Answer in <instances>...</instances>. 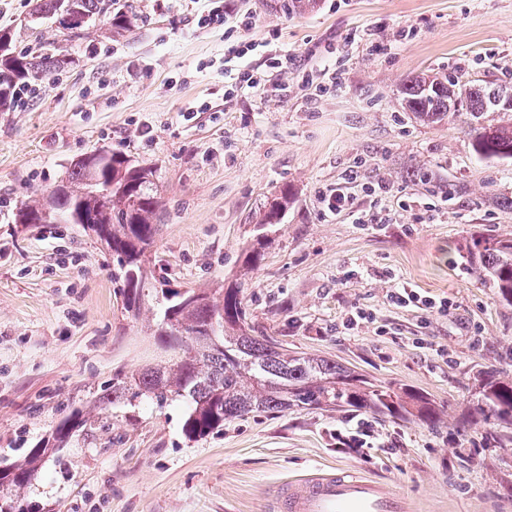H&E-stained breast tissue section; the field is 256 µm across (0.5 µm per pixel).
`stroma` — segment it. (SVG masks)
<instances>
[{
  "instance_id": "obj_1",
  "label": "stroma",
  "mask_w": 512,
  "mask_h": 512,
  "mask_svg": "<svg viewBox=\"0 0 512 512\" xmlns=\"http://www.w3.org/2000/svg\"><path fill=\"white\" fill-rule=\"evenodd\" d=\"M32 4L0 0V29L18 52L60 42L70 63L0 109V466L65 412L83 410L87 424L23 497L42 512H266L288 481L350 469L405 496L410 512H512V443L456 428L479 372L512 373V306L460 253L474 235L512 238V161L479 157L465 132L512 122V111L427 124L400 94L422 74L512 87V0H317L290 16L278 0H224L253 17L256 72L271 52L289 57L287 97L232 99L223 29L193 21L207 0H136L130 31L102 23L65 41L30 20ZM201 102L207 111L181 119ZM97 150L157 170L162 222L136 316L116 256L82 225L14 221L22 201ZM379 180L395 223L324 215L327 189L346 187L365 211ZM284 188L294 202L282 223L259 225ZM258 241L264 256L244 288L254 322L290 350L427 394L445 409L439 426L294 409L190 441L180 399L98 408L116 372L173 360L154 334L162 288L215 287ZM404 283L447 299V312L392 304ZM359 309L366 320L350 324ZM362 433L370 447L337 444Z\"/></svg>"
}]
</instances>
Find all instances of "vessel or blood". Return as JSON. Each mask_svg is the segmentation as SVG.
<instances>
[{"label": "vessel or blood", "instance_id": "1", "mask_svg": "<svg viewBox=\"0 0 512 512\" xmlns=\"http://www.w3.org/2000/svg\"><path fill=\"white\" fill-rule=\"evenodd\" d=\"M272 508L274 512H408L405 500L389 486L347 470L284 485Z\"/></svg>", "mask_w": 512, "mask_h": 512}]
</instances>
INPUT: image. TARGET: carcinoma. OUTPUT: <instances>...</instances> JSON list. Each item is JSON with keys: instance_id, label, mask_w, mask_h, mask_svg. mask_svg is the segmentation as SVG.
Instances as JSON below:
<instances>
[{"instance_id": "cac0c4a2", "label": "carcinoma", "mask_w": 512, "mask_h": 512, "mask_svg": "<svg viewBox=\"0 0 512 512\" xmlns=\"http://www.w3.org/2000/svg\"><path fill=\"white\" fill-rule=\"evenodd\" d=\"M62 4L63 0H37L36 11L39 18L54 20L58 29L75 37L101 18L112 30H125L132 13L129 0H71L67 13ZM11 44V33L0 31V108L14 105L15 90L51 80L67 63L54 45L16 53ZM458 88L446 79L413 78L401 87L404 109L423 123H436L463 102L470 112L495 106L497 94L491 87L474 88L464 99ZM469 135L479 155L512 159L511 122L473 128ZM155 178L154 168L134 165L126 156L89 154L42 197L21 203L15 221L23 224L29 219L36 224L47 209L56 224H79L81 215L95 214L98 224L93 230L118 258L124 308L136 313L147 279L145 251L161 223ZM102 186L111 187L110 195H98ZM291 203L289 192H279L267 202L260 223H281ZM464 250L475 273L495 289L499 300L512 305V239L474 236ZM163 297L166 303L157 336L178 351L177 360L164 367L114 375L98 407L130 397L164 400L175 395L187 406L182 430L190 441L224 430L226 422L293 408L414 418L429 426L441 421V406L416 390L375 384L333 359L290 351L264 334L252 323L242 283L236 280L198 291L168 290ZM216 316L220 323L215 329ZM467 413L462 424L484 425L486 439L512 441V375L496 370L479 373ZM83 423L78 409L64 415L51 435L29 449L21 461L0 468V488L17 495Z\"/></svg>"}]
</instances>
